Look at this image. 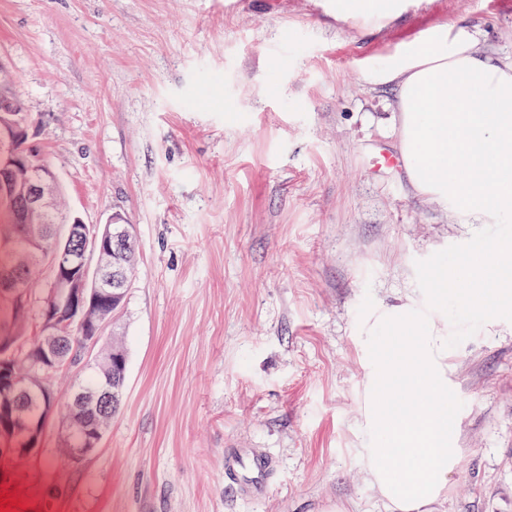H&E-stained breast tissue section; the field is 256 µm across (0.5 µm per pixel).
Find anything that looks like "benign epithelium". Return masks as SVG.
Masks as SVG:
<instances>
[{"mask_svg":"<svg viewBox=\"0 0 512 512\" xmlns=\"http://www.w3.org/2000/svg\"><path fill=\"white\" fill-rule=\"evenodd\" d=\"M29 116L9 88L0 86V142L9 146L0 157V201L15 224L36 228L32 245L49 273L46 295L39 307V331L47 350L33 358L20 346L10 347L0 359V403L7 406L13 438L1 452L35 456L50 419L63 410L73 417L66 434L71 457L81 460L100 445L105 419L112 414V389L75 387L64 405L45 401L50 378L64 361L69 334L76 330L92 347L112 322V290L123 288L124 275L112 255L132 236V225L111 217L103 224H87L75 212L60 215L56 207L59 180L47 165L32 166L30 153L18 149L28 138ZM22 269L10 264L0 269V296L9 305L27 308L29 293L22 288ZM37 401L38 416L29 404Z\"/></svg>","mask_w":512,"mask_h":512,"instance_id":"benign-epithelium-1","label":"benign epithelium"}]
</instances>
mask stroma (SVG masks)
Returning a JSON list of instances; mask_svg holds the SVG:
<instances>
[{"label":"stroma","instance_id":"1","mask_svg":"<svg viewBox=\"0 0 512 512\" xmlns=\"http://www.w3.org/2000/svg\"><path fill=\"white\" fill-rule=\"evenodd\" d=\"M330 0H0V79L36 160L84 222L132 224L138 272L113 326L126 390L100 448L60 419L0 492L26 512H387L371 374L389 308L434 310L460 396L461 451L435 512H512V300L464 313L458 271L512 217L411 195L363 67L436 23L481 25L512 54V0H406L379 31ZM447 267L448 301L429 297ZM266 485L225 478L245 456Z\"/></svg>","mask_w":512,"mask_h":512}]
</instances>
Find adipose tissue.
<instances>
[{"instance_id":"ef3b65f1","label":"adipose tissue","mask_w":512,"mask_h":512,"mask_svg":"<svg viewBox=\"0 0 512 512\" xmlns=\"http://www.w3.org/2000/svg\"><path fill=\"white\" fill-rule=\"evenodd\" d=\"M404 8L403 0H332L337 18L371 26ZM485 41L481 28L464 21L434 25L362 72L367 85L393 92L395 148L413 195L467 208L483 224L512 215V58L485 49ZM469 278L467 306L480 315L512 294L506 280L485 278L482 267L471 268ZM403 329L409 340L376 359L381 443L360 455L390 512H431L447 496L460 459L459 449L448 445L454 404L437 365L436 324L393 310L385 335Z\"/></svg>"}]
</instances>
